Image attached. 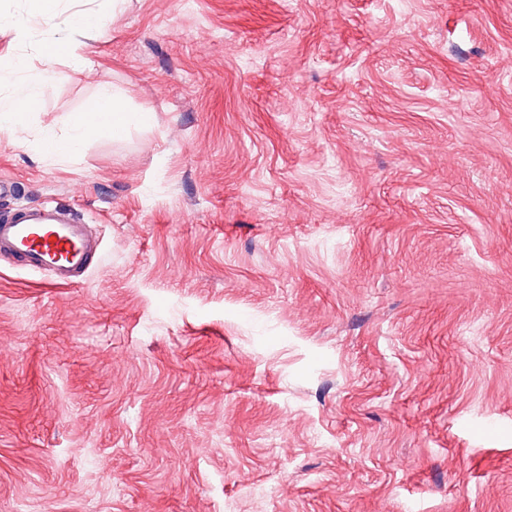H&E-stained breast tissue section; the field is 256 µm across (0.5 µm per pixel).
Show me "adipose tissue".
<instances>
[{"instance_id": "adipose-tissue-1", "label": "adipose tissue", "mask_w": 512, "mask_h": 512, "mask_svg": "<svg viewBox=\"0 0 512 512\" xmlns=\"http://www.w3.org/2000/svg\"><path fill=\"white\" fill-rule=\"evenodd\" d=\"M64 23L60 35L44 39L39 46L42 69L32 68L22 55L13 65L22 75V86L7 103L0 105V132L14 133L22 118L37 111L44 83L43 69L66 58L69 67L82 71L92 66L88 40L99 31V14L91 8L66 10L64 0H29L27 20L14 22L18 40H26L34 27H56ZM148 113H132L124 105L122 94L104 88L81 112L46 125L37 150L45 158L61 162L68 159L89 134L107 131L122 135L131 124H146Z\"/></svg>"}]
</instances>
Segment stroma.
Wrapping results in <instances>:
<instances>
[{
    "label": "stroma",
    "mask_w": 512,
    "mask_h": 512,
    "mask_svg": "<svg viewBox=\"0 0 512 512\" xmlns=\"http://www.w3.org/2000/svg\"><path fill=\"white\" fill-rule=\"evenodd\" d=\"M0 134V512H512V0H125ZM148 127L67 161L101 85ZM148 120L147 112H128L124 95L102 88L83 111L46 125L37 150L44 158L61 162L91 133L107 131L120 136L133 122L143 126ZM100 251L99 243L77 224L48 208H31L0 218V255L18 258L37 272H47L56 285L81 282Z\"/></svg>",
    "instance_id": "1"
}]
</instances>
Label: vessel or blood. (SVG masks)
Here are the masks:
<instances>
[{
  "instance_id": "1",
  "label": "vessel or blood",
  "mask_w": 512,
  "mask_h": 512,
  "mask_svg": "<svg viewBox=\"0 0 512 512\" xmlns=\"http://www.w3.org/2000/svg\"><path fill=\"white\" fill-rule=\"evenodd\" d=\"M99 251L84 225L48 207L24 209L0 219V255L49 273L60 286L81 282Z\"/></svg>"
}]
</instances>
